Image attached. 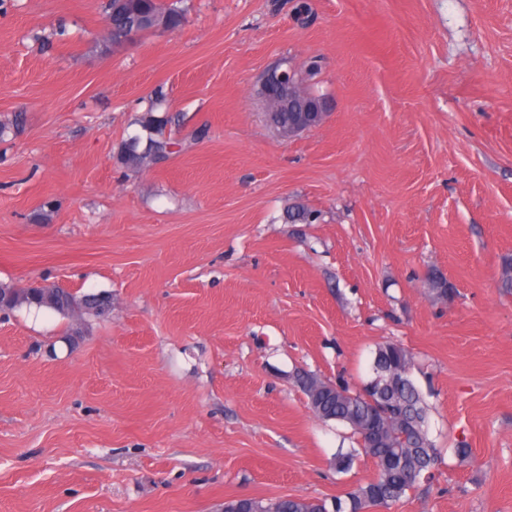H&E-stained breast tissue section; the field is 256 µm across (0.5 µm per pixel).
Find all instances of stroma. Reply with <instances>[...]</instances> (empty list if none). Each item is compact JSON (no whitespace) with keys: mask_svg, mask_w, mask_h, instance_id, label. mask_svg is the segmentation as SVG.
Masks as SVG:
<instances>
[{"mask_svg":"<svg viewBox=\"0 0 512 512\" xmlns=\"http://www.w3.org/2000/svg\"><path fill=\"white\" fill-rule=\"evenodd\" d=\"M299 2L184 0L181 29L112 48L99 0H0V120L25 119L0 141V283L112 295L108 321L0 315V512L345 496L375 463L337 472L350 431L294 374L361 384L390 341L442 450L391 512H512V0ZM312 57L335 108L281 139L260 78ZM159 90L181 147L129 170Z\"/></svg>","mask_w":512,"mask_h":512,"instance_id":"1","label":"stroma"}]
</instances>
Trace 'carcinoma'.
<instances>
[{
  "instance_id": "obj_1",
  "label": "carcinoma",
  "mask_w": 512,
  "mask_h": 512,
  "mask_svg": "<svg viewBox=\"0 0 512 512\" xmlns=\"http://www.w3.org/2000/svg\"><path fill=\"white\" fill-rule=\"evenodd\" d=\"M101 11L106 25V41L118 47L131 32L143 33L153 28L180 29L184 11L163 0H103ZM318 64L312 60L305 67V77L297 84L301 101L318 98L314 79ZM165 96L158 92L136 119L140 132L122 144L120 158L129 169L139 171L175 153L179 142L165 133L177 117L159 114ZM265 111L274 113L280 129H287L295 113L284 112L277 105L264 103ZM430 293L436 300L448 299L453 288L440 273L427 275ZM12 298L9 311L26 308L62 315H88L103 318L102 307L92 303L93 294L63 293L65 309H55L34 294L32 286L9 287ZM413 354L397 343L376 348L371 363V378L357 390L344 380H324L307 370L295 373L294 381L303 395H312L308 404L312 414L322 421H335L350 428L356 447L336 456V471L349 472L361 453L375 459V476L357 484L344 497L332 503L323 499L284 496L273 499L248 497L224 502V512H364L371 507L391 508L407 492L423 482V474L439 462V450L430 437L428 405L411 377Z\"/></svg>"
}]
</instances>
